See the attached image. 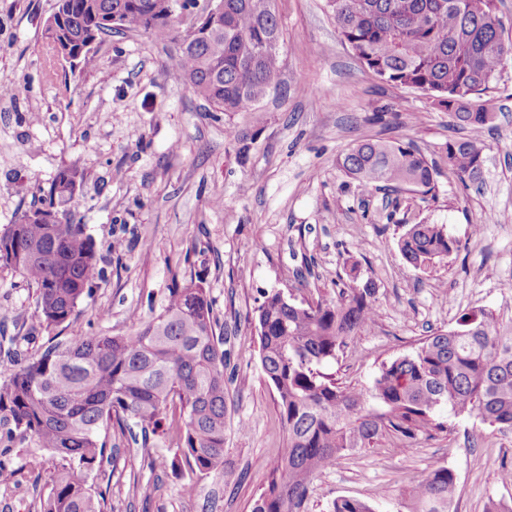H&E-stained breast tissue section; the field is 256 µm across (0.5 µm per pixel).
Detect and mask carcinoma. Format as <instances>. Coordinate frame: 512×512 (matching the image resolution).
Here are the masks:
<instances>
[{"instance_id":"cac0c4a2","label":"carcinoma","mask_w":512,"mask_h":512,"mask_svg":"<svg viewBox=\"0 0 512 512\" xmlns=\"http://www.w3.org/2000/svg\"><path fill=\"white\" fill-rule=\"evenodd\" d=\"M64 35L53 43L80 48L95 17L121 13V28L176 43L173 0H67ZM336 27L358 58L381 80L428 93L469 129L448 142V170L461 181L482 178L480 137L494 115L483 97L498 80L504 23L496 0H328ZM281 33L273 0H224V18L199 30L195 46L173 57L171 71L221 112L255 108L280 73ZM365 189L412 186L431 190L435 168L411 141L363 140L339 161ZM69 171L52 182L46 207L64 194ZM415 266L458 250L442 224H413L399 241ZM20 274L38 290L48 327L71 321L98 274L96 255L80 224H9L0 232V269ZM335 302L296 304L280 291L263 296L255 323L261 369L275 390L287 430L285 447L251 512H306L310 485L336 456L368 448L391 431L407 441L444 428L446 406L476 414L512 431V325L490 310L461 315L456 326L427 336L411 353L379 368L368 387L338 386L322 368L367 329L376 316L377 289L358 282ZM207 291L174 284L155 317L124 336H80L26 359L0 378V443L27 440L47 450L56 472L39 512H108L90 478L111 459L116 424L131 443L146 447L167 411L179 409V436L171 465L187 467L183 491L194 479L224 469V336ZM457 480L434 467L412 489L410 512H450ZM331 512H373L338 497Z\"/></svg>"}]
</instances>
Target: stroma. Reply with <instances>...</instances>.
I'll return each mask as SVG.
<instances>
[{"instance_id":"obj_1","label":"stroma","mask_w":512,"mask_h":512,"mask_svg":"<svg viewBox=\"0 0 512 512\" xmlns=\"http://www.w3.org/2000/svg\"><path fill=\"white\" fill-rule=\"evenodd\" d=\"M281 72L248 112H218L168 74L174 47L141 32H114L94 64L48 57L44 25L56 0H0V229L41 205L60 171L80 178L64 210L85 225L99 275L70 322L46 327L37 289L0 270V373L11 352L98 333L126 335L158 315L173 283L203 284L224 331V466L183 493L172 469L177 412L147 447L112 429V460L90 482L112 512H251L286 440L277 395L260 365L254 326L266 291L296 303L337 300L351 264L377 288V317L324 371L340 385H369L382 363L412 352L459 317L491 309L512 323V56L488 94L481 187L448 170L445 145L467 131L423 92L382 82L344 42L327 0H275ZM410 139L437 173L429 192L362 191L339 158L359 141ZM442 224L457 252L416 266L399 240L412 224ZM480 233H473V225ZM442 431L410 449L393 432L337 458L311 485L307 512L338 497L374 512H409L417 479L434 466L457 477L453 512L512 500V431L476 416L438 412ZM14 471L0 512H37L54 460L24 442L0 451Z\"/></svg>"}]
</instances>
